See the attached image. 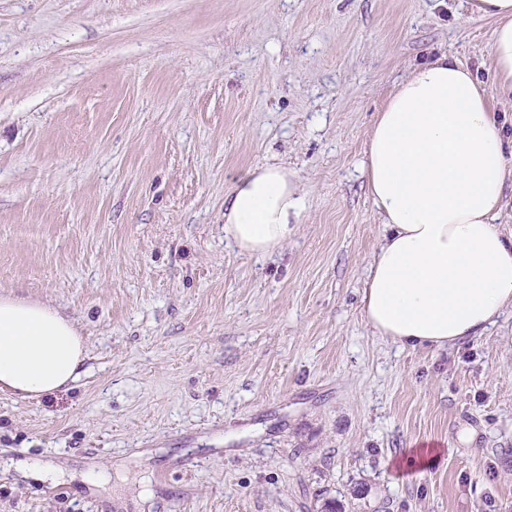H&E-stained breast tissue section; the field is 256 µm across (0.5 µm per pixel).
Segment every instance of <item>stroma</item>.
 Wrapping results in <instances>:
<instances>
[{
  "mask_svg": "<svg viewBox=\"0 0 512 512\" xmlns=\"http://www.w3.org/2000/svg\"><path fill=\"white\" fill-rule=\"evenodd\" d=\"M491 41L467 0H0V293L89 347L0 391V512H512V311L444 349L361 314L374 117L442 52L493 87ZM266 163L304 208L260 256L224 202Z\"/></svg>",
  "mask_w": 512,
  "mask_h": 512,
  "instance_id": "1",
  "label": "stroma"
}]
</instances>
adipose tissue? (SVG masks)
Segmentation results:
<instances>
[{
	"mask_svg": "<svg viewBox=\"0 0 512 512\" xmlns=\"http://www.w3.org/2000/svg\"><path fill=\"white\" fill-rule=\"evenodd\" d=\"M469 12L494 22L495 89L445 53L411 67L377 112L362 163L384 225L362 316L408 347L454 346L512 308V234L496 222L512 156L494 103L512 95V0H469ZM229 198L224 234L251 254L287 243L303 205L287 167L272 163L238 174ZM87 357L55 307L0 296V390L36 398L68 388Z\"/></svg>",
	"mask_w": 512,
	"mask_h": 512,
	"instance_id": "adipose-tissue-1",
	"label": "adipose tissue"
}]
</instances>
